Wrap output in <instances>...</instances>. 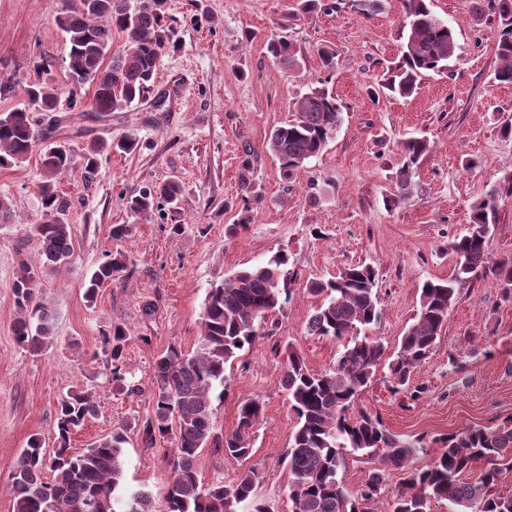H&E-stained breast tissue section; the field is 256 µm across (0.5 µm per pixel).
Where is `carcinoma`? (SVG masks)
Instances as JSON below:
<instances>
[{"label": "carcinoma", "mask_w": 512, "mask_h": 512, "mask_svg": "<svg viewBox=\"0 0 512 512\" xmlns=\"http://www.w3.org/2000/svg\"><path fill=\"white\" fill-rule=\"evenodd\" d=\"M166 0H70L57 17L58 27L69 42L67 71L69 108L82 104L79 91L93 89L90 107L95 112H120L150 93L154 77L169 43L170 28L164 23ZM405 24L401 32V59L383 80L368 88L372 102L382 95L410 97L428 73H444L455 58L453 30L429 7V0H404ZM494 9L501 19L496 45L494 79L512 84V0H498ZM122 35V45L112 50V34ZM271 54L284 63H298L297 50L288 36L270 44ZM321 69L333 75L336 50L318 49ZM26 105L0 114V168L22 161L52 134L37 113L53 111L62 92L52 80L40 77L24 88ZM296 117L272 130L267 150L288 173L319 156L342 121L341 104L324 86L309 88L292 102ZM135 139L123 135L92 143L83 155L85 180L97 174L100 157L112 151L128 152ZM429 150L427 140L410 137L400 141L402 164L393 176L395 192L385 199L387 208L399 205L412 190L415 169ZM74 163L72 150L61 144L46 148L42 165L41 238L43 267L56 271L73 253L70 224L64 220L66 198L55 190L56 176ZM181 187L169 180L129 196L128 209L147 215L160 204H175ZM496 193L471 204L466 232L448 243L456 256L454 273L446 280H427L420 289L414 322L400 341L397 356L389 363L393 392L420 394L409 384L413 370L434 349L461 286L490 262L488 241L498 223ZM288 258L281 254L267 263L241 270L208 293L195 351L168 347L155 361L152 413L139 425L142 445L156 448L171 443L167 457L171 476L162 501L146 491L117 495L122 484L123 431L103 436L78 453L70 452V434L96 413L94 396L71 390L57 409V448L48 455L38 438L28 441L16 458L10 475L12 512H236L253 492L257 473L248 468L236 482L204 486L199 479L198 454L212 443L224 456L246 460L253 452L254 427L264 408L259 399L238 407L236 427L220 438L215 434L216 407L223 399L226 365L250 348L261 336V323L289 300L286 286ZM125 269L116 253L91 277L86 298L94 300L99 288L119 278ZM493 272L504 299H512V260L495 263ZM20 315L14 324L17 343L39 352L55 339L53 311L38 293V273L23 267L13 284ZM309 294L322 297L308 328L341 345L332 368L314 373L293 348L285 351L282 386L297 420L286 458L291 479L288 497L291 512H430L431 500L448 502V512H512V495L495 490L502 474L512 471V418L491 426L478 425L448 435V447L426 466H411V457L422 439H401L390 432L377 414L354 407L375 376L385 353L378 336L369 331L380 322L377 273L373 266L356 264L341 269L336 277L311 281ZM126 331L112 327L106 337L112 389L125 390L123 348ZM348 452L358 453L372 465L363 488L355 495L345 489L339 470ZM405 469L401 491L381 509L384 468ZM55 473L52 480L45 471Z\"/></svg>", "instance_id": "obj_1"}]
</instances>
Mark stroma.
I'll use <instances>...</instances> for the list:
<instances>
[{
    "instance_id": "stroma-1",
    "label": "stroma",
    "mask_w": 512,
    "mask_h": 512,
    "mask_svg": "<svg viewBox=\"0 0 512 512\" xmlns=\"http://www.w3.org/2000/svg\"><path fill=\"white\" fill-rule=\"evenodd\" d=\"M64 6L65 0H0V78L19 84L0 97V113L24 105L34 61L67 88L69 47L55 22ZM430 7L455 33L451 72L425 77L414 97L375 103L367 87L399 59L403 0H385L371 16L355 0H343L334 14L304 10L303 0H168L170 43L146 99L121 112L63 106L50 115L54 140L78 153L122 134L137 140L134 151L102 158L94 182L84 181L78 164L58 180L70 201L74 246L59 270H43L35 229L42 213L40 148L0 168V196L11 205L9 224L0 226V512L12 510L10 470L28 440L37 436L46 452L55 449L57 401L72 387L93 391L98 404L71 435L72 450L125 427L123 491L162 500L168 461L163 449L143 447L139 435L152 412L155 361L171 345L195 350L210 289L279 252L288 257L290 299L268 318L266 336L226 368L228 391L217 410L218 432H229L239 405L261 399L265 415L253 452L240 461L203 448L197 467L204 483L229 486L254 468L252 501L290 512L285 456L296 418L281 385V351L294 345L314 372L333 366L336 342L308 331L321 299L305 285L357 263L377 271L375 334L386 348L358 406L380 415L400 438L421 439L413 467L425 466L449 434L512 417V299L503 298L491 273L459 290L434 351L412 374L421 397L390 390L388 362L419 306L420 287L452 275L448 241L464 233L476 198L497 192L499 222L488 251L495 261L512 258V137L502 135L498 122L512 114V85L493 79L499 18L491 10L474 14L471 0H431ZM284 26L302 55L301 71L269 53L271 37ZM324 45L337 53L328 88L342 105V122L322 155L288 175L266 142L293 119L292 99L325 79L317 57ZM410 136L427 139L430 148L410 196L389 209L384 200L400 164L398 143ZM247 144L253 164L246 172ZM469 159L477 168L466 169ZM173 176L182 187L178 210L130 215L132 192ZM247 195L253 222L243 232L237 222ZM116 224L131 227L120 243L112 239ZM175 224L180 234L172 233ZM118 250L125 256L122 278L87 302L93 272ZM25 266L39 271L40 295L56 311L59 341L36 353L20 348L13 333L19 315L13 283ZM117 324L127 333V395L112 392L103 344ZM252 501L237 512H251Z\"/></svg>"
}]
</instances>
